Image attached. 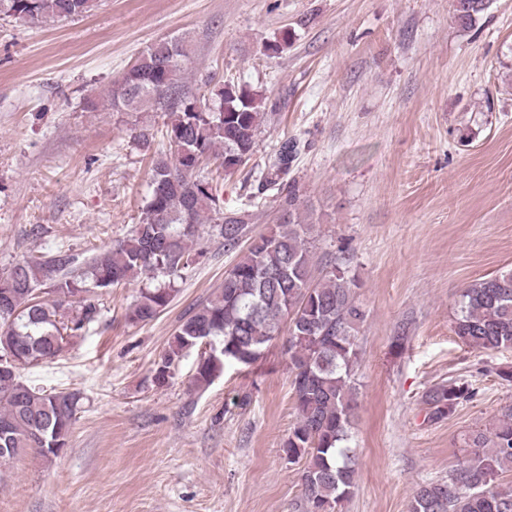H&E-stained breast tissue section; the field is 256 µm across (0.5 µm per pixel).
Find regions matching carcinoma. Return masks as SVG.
<instances>
[{"label":"carcinoma","mask_w":512,"mask_h":512,"mask_svg":"<svg viewBox=\"0 0 512 512\" xmlns=\"http://www.w3.org/2000/svg\"><path fill=\"white\" fill-rule=\"evenodd\" d=\"M491 0H455V18L468 29ZM94 0H0V19L23 24L68 20L90 11ZM192 36L183 32L150 46L112 83L102 104L111 112L164 116L170 154L152 158L149 194L139 222L111 247L81 264L65 252L26 256L0 274V444L18 454L31 448L51 458L68 447L81 395L48 391L21 380L20 371L59 357L68 339L95 320V290L116 288L140 274L157 281L142 288L126 313L131 324L149 323L179 292L176 283L202 256L198 227L207 224L224 249L247 243L224 282L174 332L157 364L154 383H166L184 350L209 340L194 383L210 385L227 367H249L267 346L284 339L297 419L283 443L288 463H304L302 512L328 506L338 512L354 487L350 446L352 372L357 334L366 314L358 284L340 261L318 282L313 278V231L308 205L288 185L277 224L255 233L243 216L224 211L223 193L203 174L214 163L226 176L249 161L265 121L261 95L226 80L209 96L187 85L185 62ZM295 145L284 144L261 187L277 186L288 172ZM50 284L57 299L38 300ZM76 314L58 319L66 303ZM453 330L479 354L512 346V268L474 280L464 289ZM478 388L458 378L425 394L429 419L441 421L477 397ZM468 455L444 481L418 486L409 512H512V487L499 479L512 471V407L486 430L468 437Z\"/></svg>","instance_id":"obj_1"}]
</instances>
